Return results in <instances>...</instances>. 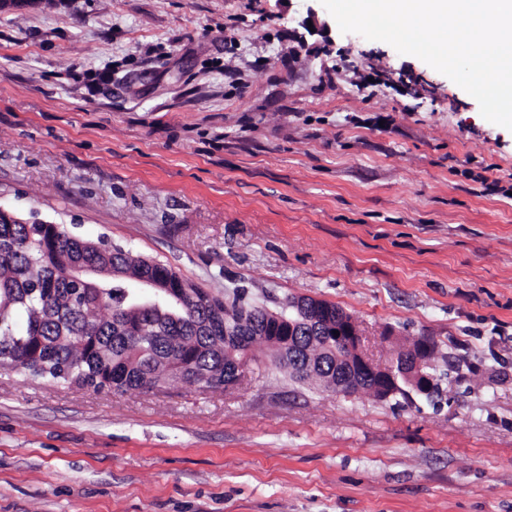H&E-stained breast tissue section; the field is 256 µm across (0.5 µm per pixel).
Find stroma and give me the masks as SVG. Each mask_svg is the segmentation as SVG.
I'll return each mask as SVG.
<instances>
[{
  "label": "stroma",
  "instance_id": "35a3bbf8",
  "mask_svg": "<svg viewBox=\"0 0 512 512\" xmlns=\"http://www.w3.org/2000/svg\"><path fill=\"white\" fill-rule=\"evenodd\" d=\"M320 0L0 12V210L214 296L343 309L441 396L298 382L94 392L0 371V512H512V131Z\"/></svg>",
  "mask_w": 512,
  "mask_h": 512
}]
</instances>
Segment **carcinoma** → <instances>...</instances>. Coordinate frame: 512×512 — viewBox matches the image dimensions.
<instances>
[{
	"instance_id": "cac0c4a2",
	"label": "carcinoma",
	"mask_w": 512,
	"mask_h": 512,
	"mask_svg": "<svg viewBox=\"0 0 512 512\" xmlns=\"http://www.w3.org/2000/svg\"><path fill=\"white\" fill-rule=\"evenodd\" d=\"M98 264L112 277L73 288L68 272ZM161 281L181 303L135 308L126 291L144 278ZM264 308L242 297L226 303L167 265L61 224L0 222V368L101 391H152L183 380L202 387L234 382L228 372L224 318H246L250 342L261 336ZM300 347L327 351L336 342L296 316Z\"/></svg>"
}]
</instances>
